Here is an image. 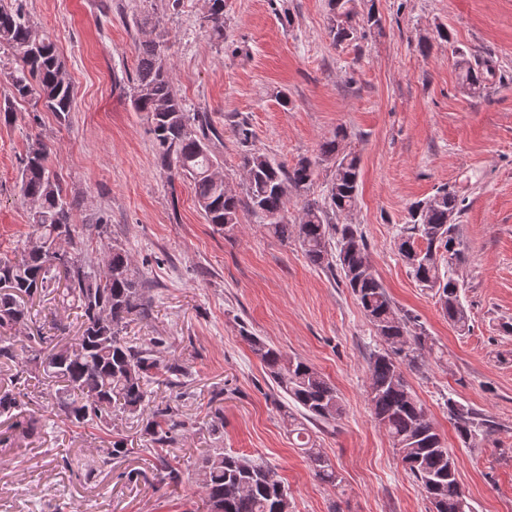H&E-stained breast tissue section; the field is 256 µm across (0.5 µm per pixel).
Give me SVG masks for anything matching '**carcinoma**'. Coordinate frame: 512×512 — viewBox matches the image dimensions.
I'll list each match as a JSON object with an SVG mask.
<instances>
[{"mask_svg":"<svg viewBox=\"0 0 512 512\" xmlns=\"http://www.w3.org/2000/svg\"><path fill=\"white\" fill-rule=\"evenodd\" d=\"M329 34L340 44L377 28L381 18L374 8L359 15L351 0H329ZM207 27L219 38L224 30V0H209ZM154 36L141 42L135 68L133 107L146 112L153 123L154 150L163 170L174 169L192 179L198 207L208 224L229 233L241 224V213L250 212L285 241L296 237L305 257L318 268L339 270L342 282L359 302L365 318L387 345L369 362V402L374 419L399 453L404 470L421 485L432 512H475L458 479L457 460L445 446L433 421L404 376L402 364L418 367L434 352V341L410 315L395 309L367 258V242L354 224H332L317 203H306L297 224L285 219L288 195L308 189L319 163L331 165L333 179L328 197L337 214L356 206L359 159L345 150L347 134L338 129L319 146V154L302 157L288 168L259 152L245 151L240 158L243 193L229 190L222 164L210 143L217 136L205 112H188L173 91L170 70L160 54L161 34L152 19L136 21ZM0 50L12 55L0 59V75L14 99H36L43 108L64 119L73 111V86L55 42L38 32L20 0H0ZM462 87L472 95L485 88L491 69L473 64L458 51ZM50 149L40 139L27 150L19 176V192L30 205L31 223L39 230L40 245L14 259H0V328L11 329L30 319L29 305L52 289L79 310L75 336L50 349L19 350L0 337V364L33 363L46 378L60 385L54 397L57 413L73 424H96L112 430V410L141 419L142 435L159 451L154 470L161 480L179 481V472L163 452L177 445L183 426L172 408L146 414L149 387L157 382V342H134L125 336L128 322L149 314V301L125 251L114 249L96 267L82 257L75 242L74 209L80 202L68 198L51 167ZM460 213L456 194L444 187L432 197L417 201L408 210L409 221L398 234V252L411 274L424 288L435 292L448 321L458 330L469 327L455 266L462 250L456 224L448 213ZM423 240L426 246L417 245ZM448 266L438 261L439 251ZM241 337L259 359L267 376L304 422L330 426L344 414L336 388L306 361L291 357L247 330ZM21 392L15 384H0V416H13L20 408ZM448 416L461 443L470 446L489 438L491 424L474 409L453 398L445 402ZM314 476L321 482L341 483L332 460L320 449L304 447ZM130 453L124 439L110 441L103 449L102 466ZM199 485L209 512H291L288 489L274 468L251 459L208 448L197 458Z\"/></svg>","mask_w":512,"mask_h":512,"instance_id":"1","label":"carcinoma"}]
</instances>
